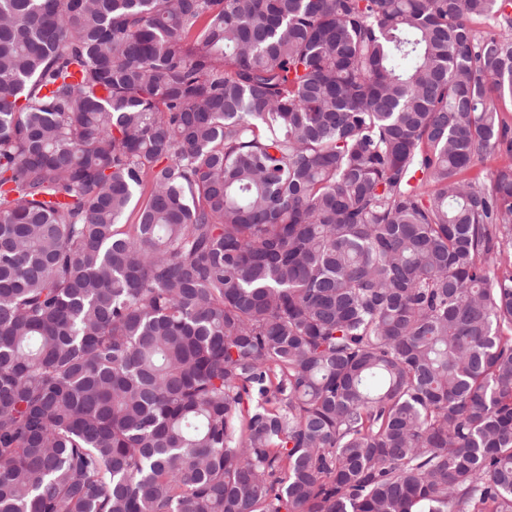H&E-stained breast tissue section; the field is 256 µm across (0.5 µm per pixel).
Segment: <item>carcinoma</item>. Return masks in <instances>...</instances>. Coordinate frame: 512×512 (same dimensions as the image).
<instances>
[{
  "label": "carcinoma",
  "mask_w": 512,
  "mask_h": 512,
  "mask_svg": "<svg viewBox=\"0 0 512 512\" xmlns=\"http://www.w3.org/2000/svg\"><path fill=\"white\" fill-rule=\"evenodd\" d=\"M508 101L512 0H0V512H512Z\"/></svg>",
  "instance_id": "1"
}]
</instances>
